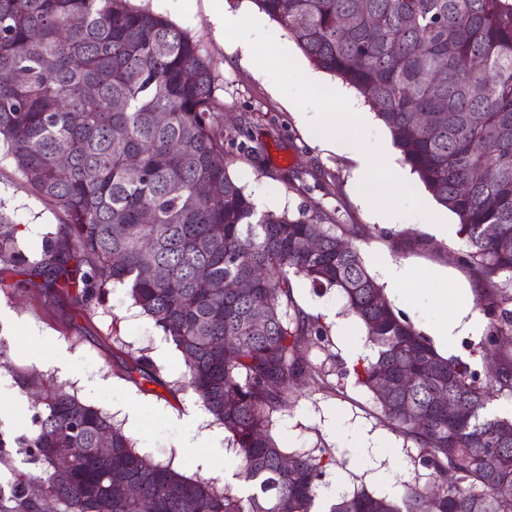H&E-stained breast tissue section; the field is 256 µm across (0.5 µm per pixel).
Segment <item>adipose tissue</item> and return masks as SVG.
<instances>
[{"label":"adipose tissue","instance_id":"1","mask_svg":"<svg viewBox=\"0 0 512 512\" xmlns=\"http://www.w3.org/2000/svg\"><path fill=\"white\" fill-rule=\"evenodd\" d=\"M431 294L438 313L434 322L427 326L426 332L440 354L454 356L463 337L481 334L483 317L475 310L471 300L449 294L447 289L435 288Z\"/></svg>","mask_w":512,"mask_h":512}]
</instances>
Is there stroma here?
Here are the masks:
<instances>
[{
  "label": "stroma",
  "instance_id": "stroma-1",
  "mask_svg": "<svg viewBox=\"0 0 512 512\" xmlns=\"http://www.w3.org/2000/svg\"><path fill=\"white\" fill-rule=\"evenodd\" d=\"M165 16L196 40L211 65L214 96L223 105L220 123L225 141H250L256 151L233 155L229 172L247 194H261L270 211L291 213L316 205L337 223L359 230L357 245L364 262L384 257L412 265L431 288L476 289L473 271L460 260L457 217L439 205L421 184L413 189L421 201L448 225L438 237L431 222L419 217H393L377 223L358 191V162L350 146L322 143L298 107L253 62L246 46H233L209 17L213 6L246 15L257 14L253 0H131ZM0 211L18 224L23 247L40 253L47 237L55 236L64 215L34 194L0 150ZM17 269L0 268V430L15 434L13 417L27 410L31 398L17 384L19 372L35 374L42 383L62 387L80 401L101 408L153 461L169 464L189 476H200L215 487L237 486V461L222 425L188 389L171 391L184 372L180 353L147 316L135 307L127 288L108 286L98 302L83 305L74 297L46 288L21 287ZM299 308L318 318L330 339L310 349L312 362L326 374L322 386H296L285 398L286 410L274 434L286 451H324L329 464L318 489V505L336 495L364 487L390 499L399 498L404 482L426 478L417 451L394 432L372 394L347 382L337 388L334 370L348 363L352 349L365 345V331L333 291H316L294 279ZM73 357L71 372L55 365L59 350ZM147 357L160 371L161 383L138 384L127 367ZM139 403L136 422L125 407ZM207 434L200 447L189 448L191 434ZM374 442L384 446L378 459L350 456L353 448ZM209 467H202V460Z\"/></svg>",
  "mask_w": 512,
  "mask_h": 512
}]
</instances>
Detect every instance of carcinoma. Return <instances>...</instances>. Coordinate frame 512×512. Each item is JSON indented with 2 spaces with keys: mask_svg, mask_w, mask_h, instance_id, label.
Listing matches in <instances>:
<instances>
[{
  "mask_svg": "<svg viewBox=\"0 0 512 512\" xmlns=\"http://www.w3.org/2000/svg\"><path fill=\"white\" fill-rule=\"evenodd\" d=\"M254 2L316 68L358 91L457 216L461 260L490 316L479 346L486 372L442 356L386 299L352 242L336 249L351 229L337 231L332 214L257 210L229 173L223 106L187 33L130 0H0V146L64 215L32 261L1 212L0 265L86 305L110 283L129 288L181 353L183 387L224 425L249 490L153 462L102 409L50 386L29 408L25 442L38 470L18 479L14 512H40L46 498L62 512H316L323 457L287 453L273 435L284 392L318 375L307 351L328 341L298 308L295 278L336 290L362 324L373 355L338 368L337 380L372 392L434 475L405 483L398 500L362 488L325 512H512L498 490L512 483V416L493 408L512 397V353L497 341L512 333V291L499 287L512 282V0ZM417 112L431 124L418 125ZM490 224L495 238L484 235ZM226 279L237 288L213 287ZM386 377L407 386L384 395ZM443 394L457 413L435 407ZM113 472L137 495L108 485Z\"/></svg>",
  "mask_w": 512,
  "mask_h": 512,
  "instance_id": "1",
  "label": "carcinoma"
}]
</instances>
